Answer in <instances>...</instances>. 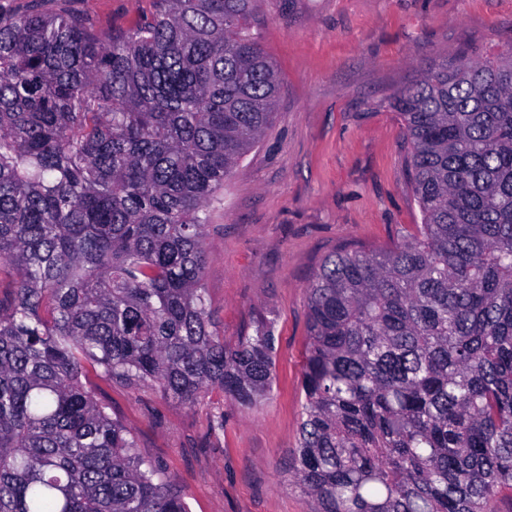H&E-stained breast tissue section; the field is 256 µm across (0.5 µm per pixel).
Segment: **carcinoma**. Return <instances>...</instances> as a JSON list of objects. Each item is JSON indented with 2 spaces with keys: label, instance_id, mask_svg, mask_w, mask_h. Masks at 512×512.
<instances>
[{
  "label": "carcinoma",
  "instance_id": "obj_1",
  "mask_svg": "<svg viewBox=\"0 0 512 512\" xmlns=\"http://www.w3.org/2000/svg\"><path fill=\"white\" fill-rule=\"evenodd\" d=\"M72 2L0 11V512H188L83 379L271 392L272 327L224 341L204 239L280 80L257 0H150L110 31ZM392 104L421 223L309 280L292 478L313 512H487L512 495V51Z\"/></svg>",
  "mask_w": 512,
  "mask_h": 512
}]
</instances>
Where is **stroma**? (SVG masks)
I'll list each match as a JSON object with an SVG mask.
<instances>
[{"instance_id":"stroma-1","label":"stroma","mask_w":512,"mask_h":512,"mask_svg":"<svg viewBox=\"0 0 512 512\" xmlns=\"http://www.w3.org/2000/svg\"><path fill=\"white\" fill-rule=\"evenodd\" d=\"M75 7L107 29L130 26L149 0ZM251 31L279 73L277 115L210 211L203 286L226 341L271 324L274 390L250 409L218 389L190 406L88 379L190 512H312L289 475L307 284L334 248H382L419 223L392 97L459 51L477 60L511 46L512 0H259Z\"/></svg>"}]
</instances>
